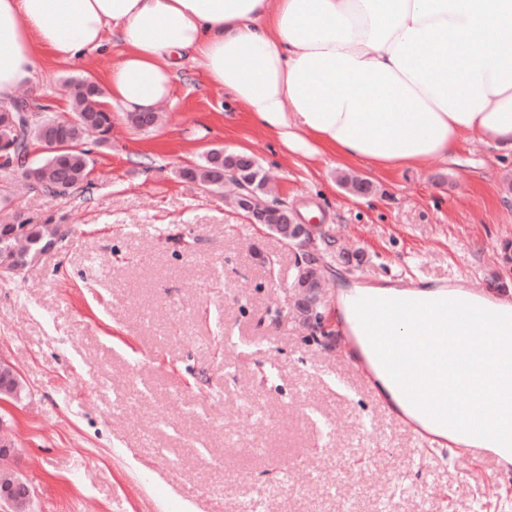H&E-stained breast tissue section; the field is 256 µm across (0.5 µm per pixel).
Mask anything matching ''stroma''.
I'll return each mask as SVG.
<instances>
[{
    "label": "stroma",
    "mask_w": 512,
    "mask_h": 512,
    "mask_svg": "<svg viewBox=\"0 0 512 512\" xmlns=\"http://www.w3.org/2000/svg\"><path fill=\"white\" fill-rule=\"evenodd\" d=\"M121 49L45 58L31 98L103 82ZM152 130L112 113L88 183L13 206L63 236L0 276V358L28 389L0 407L32 512H512V476L459 448L420 446L344 359L340 295L394 279L474 282L512 299L503 191L512 151L388 173L288 151L188 62ZM246 152L272 200L327 243L326 331L291 316L296 261L225 194L181 177L212 148ZM369 181L365 196L337 182Z\"/></svg>",
    "instance_id": "obj_1"
}]
</instances>
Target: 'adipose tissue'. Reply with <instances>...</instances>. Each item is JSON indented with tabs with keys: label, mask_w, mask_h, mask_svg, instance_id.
I'll return each mask as SVG.
<instances>
[{
	"label": "adipose tissue",
	"mask_w": 512,
	"mask_h": 512,
	"mask_svg": "<svg viewBox=\"0 0 512 512\" xmlns=\"http://www.w3.org/2000/svg\"><path fill=\"white\" fill-rule=\"evenodd\" d=\"M122 49L107 101L148 112L191 61L292 152L383 172L512 150V0H0V102Z\"/></svg>",
	"instance_id": "obj_1"
}]
</instances>
